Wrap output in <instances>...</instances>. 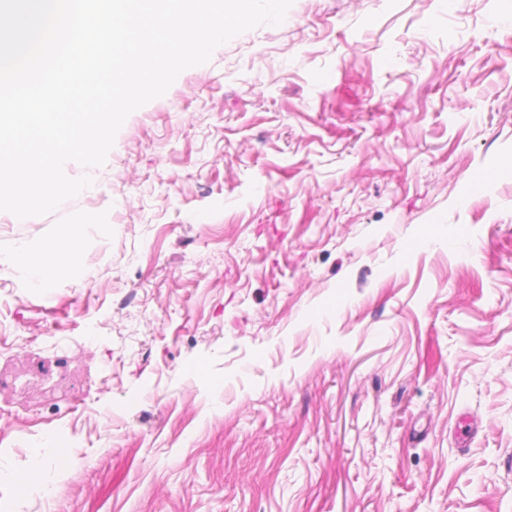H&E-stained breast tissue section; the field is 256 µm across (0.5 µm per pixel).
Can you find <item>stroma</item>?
<instances>
[{
	"label": "stroma",
	"mask_w": 512,
	"mask_h": 512,
	"mask_svg": "<svg viewBox=\"0 0 512 512\" xmlns=\"http://www.w3.org/2000/svg\"><path fill=\"white\" fill-rule=\"evenodd\" d=\"M65 172L0 211L89 271L0 264L14 512H512V0H294ZM76 240L75 231L64 232L45 247L43 257H36L35 252L22 243L10 255L8 263L21 273L27 286L35 290L48 287L51 268L61 269L72 279L83 281L89 272L79 258Z\"/></svg>",
	"instance_id": "obj_1"
}]
</instances>
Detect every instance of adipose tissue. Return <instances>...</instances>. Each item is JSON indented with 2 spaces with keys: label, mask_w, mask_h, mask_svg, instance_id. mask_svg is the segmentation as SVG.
Instances as JSON below:
<instances>
[{
  "label": "adipose tissue",
  "mask_w": 512,
  "mask_h": 512,
  "mask_svg": "<svg viewBox=\"0 0 512 512\" xmlns=\"http://www.w3.org/2000/svg\"><path fill=\"white\" fill-rule=\"evenodd\" d=\"M77 234L69 230L50 242L45 256H36L27 244L18 245L10 255L9 264L17 269L28 287L40 290L49 283L51 269L65 271L72 279L81 281L89 272L79 258Z\"/></svg>",
  "instance_id": "adipose-tissue-1"
}]
</instances>
